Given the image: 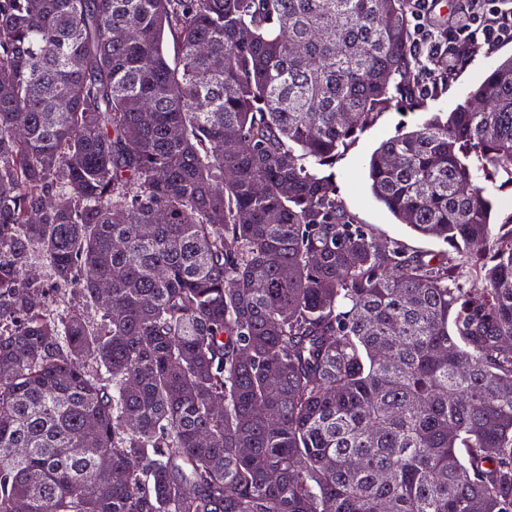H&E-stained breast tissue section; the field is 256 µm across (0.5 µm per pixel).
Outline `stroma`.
Listing matches in <instances>:
<instances>
[{"label": "stroma", "instance_id": "stroma-1", "mask_svg": "<svg viewBox=\"0 0 512 512\" xmlns=\"http://www.w3.org/2000/svg\"><path fill=\"white\" fill-rule=\"evenodd\" d=\"M512 55V40H503L472 55L463 71L441 93L427 97L418 107L404 102L392 103L379 114L376 122L358 133L332 165L330 173L336 186V198L354 223L363 225L382 246L399 247L406 256L429 259L447 253L448 247L439 240L413 233L399 223L372 197L366 179L371 153L381 141L399 130H413L422 125L431 113L447 112L463 103L472 90L487 76L484 59L501 60Z\"/></svg>", "mask_w": 512, "mask_h": 512}]
</instances>
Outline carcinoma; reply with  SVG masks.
I'll use <instances>...</instances> for the list:
<instances>
[{
  "label": "carcinoma",
  "mask_w": 512,
  "mask_h": 512,
  "mask_svg": "<svg viewBox=\"0 0 512 512\" xmlns=\"http://www.w3.org/2000/svg\"><path fill=\"white\" fill-rule=\"evenodd\" d=\"M410 45L409 0H0V512H512V56L371 156L444 260L318 173ZM479 184L486 188L485 196L494 205V211L498 215V223L512 211V187L503 185L498 180H486L480 178ZM29 261L30 263L33 265V266H36L37 268H39L44 276V279L46 280V285H47V288L50 289L51 293L56 296V298L59 299V308L58 309H63L64 306H68L69 304H67V295H65V298L63 296L62 293H64V290H58L56 288H73L69 285H61L59 283H57L55 280H54V277L52 275V272L50 270V267L48 266V263L47 261L45 260V258L43 257V255L41 254V252L38 250V249H33L32 252L30 253V256H29ZM61 300V301H60Z\"/></svg>",
  "instance_id": "cac0c4a2"
}]
</instances>
